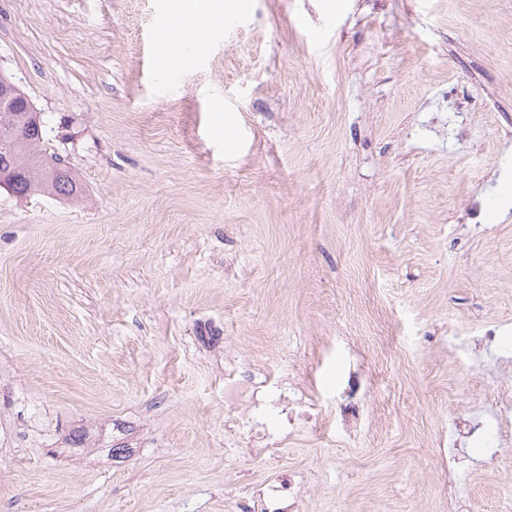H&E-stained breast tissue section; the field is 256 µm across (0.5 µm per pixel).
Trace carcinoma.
I'll return each mask as SVG.
<instances>
[{
	"mask_svg": "<svg viewBox=\"0 0 512 512\" xmlns=\"http://www.w3.org/2000/svg\"><path fill=\"white\" fill-rule=\"evenodd\" d=\"M45 134V118L36 117L24 106L23 94L0 99V171L35 169ZM9 190L18 197L48 195L65 199L77 196L81 184L71 168L63 167L47 182L19 173Z\"/></svg>",
	"mask_w": 512,
	"mask_h": 512,
	"instance_id": "1",
	"label": "carcinoma"
}]
</instances>
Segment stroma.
Returning <instances> with one entry per match:
<instances>
[{"mask_svg": "<svg viewBox=\"0 0 512 512\" xmlns=\"http://www.w3.org/2000/svg\"><path fill=\"white\" fill-rule=\"evenodd\" d=\"M174 4L0 0L83 184L0 189V512H512V0ZM175 8L178 10H185V9H189V8H199L200 9L198 4L192 3L190 0L177 2L175 5ZM195 20L197 23L195 34H194V32H183L182 31L183 34L178 41L172 42V41L166 40L172 49L171 55L178 62L181 61V58H182L181 56L184 54V44L187 42L194 41L195 35L200 34V32L205 28V26L208 25L210 17H209L208 12L202 8V9H200V12H199L198 16L195 18Z\"/></svg>", "mask_w": 512, "mask_h": 512, "instance_id": "35a3bbf8", "label": "stroma"}]
</instances>
